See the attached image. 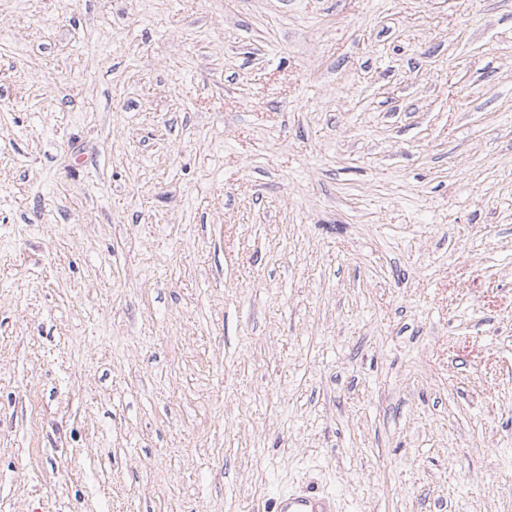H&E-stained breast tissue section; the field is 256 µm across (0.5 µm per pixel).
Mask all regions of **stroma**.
<instances>
[{
  "label": "stroma",
  "instance_id": "35a3bbf8",
  "mask_svg": "<svg viewBox=\"0 0 512 512\" xmlns=\"http://www.w3.org/2000/svg\"><path fill=\"white\" fill-rule=\"evenodd\" d=\"M512 512V0H0V512ZM336 499L325 492L293 490L274 499V512H335Z\"/></svg>",
  "mask_w": 512,
  "mask_h": 512
}]
</instances>
